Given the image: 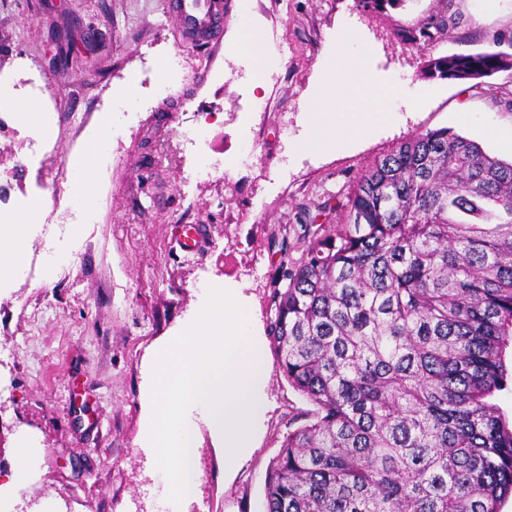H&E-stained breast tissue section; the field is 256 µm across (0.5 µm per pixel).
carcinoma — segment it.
I'll return each mask as SVG.
<instances>
[{
  "label": "carcinoma",
  "mask_w": 512,
  "mask_h": 512,
  "mask_svg": "<svg viewBox=\"0 0 512 512\" xmlns=\"http://www.w3.org/2000/svg\"><path fill=\"white\" fill-rule=\"evenodd\" d=\"M426 23L400 30L431 41ZM512 55L430 57L478 80ZM344 219L273 288L272 346L314 410L270 461L265 512H501L512 424V161L446 127L373 162Z\"/></svg>",
  "instance_id": "1"
}]
</instances>
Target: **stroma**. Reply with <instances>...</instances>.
<instances>
[{"label": "stroma", "instance_id": "stroma-1", "mask_svg": "<svg viewBox=\"0 0 512 512\" xmlns=\"http://www.w3.org/2000/svg\"><path fill=\"white\" fill-rule=\"evenodd\" d=\"M226 3L211 54L181 34L178 0H0V78L15 83V101L38 98L57 115L45 145L14 120L0 129V154L22 169L0 205L41 207L22 259L32 276L0 275V467L9 468L17 437L38 450V476L13 506L34 498L56 512H152L164 482L138 444L142 360L189 317L199 288L234 283L269 325L273 285L299 261L308 228L341 223L348 192L376 159L441 127L512 159L491 135L512 126V69L478 83L435 81L393 125L331 152L296 146L343 29L370 47L379 77L400 75L415 90L429 84L428 57L512 54V0H403L380 12L361 0ZM441 18L446 28L434 41L397 35ZM246 27L286 48L276 81L254 79ZM63 51L65 71L52 65ZM177 52L185 75L167 98L135 127L114 123L106 109L113 92L136 104ZM190 119L205 132L200 150L217 165L211 175L196 176L181 143ZM100 137L87 202L96 221L59 230L49 218L76 198L71 159ZM189 224L203 229L196 252L178 245ZM269 401L265 440L233 485L203 443L199 496L210 512H264L267 466L312 409L276 369Z\"/></svg>", "mask_w": 512, "mask_h": 512}]
</instances>
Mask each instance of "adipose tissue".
Returning <instances> with one entry per match:
<instances>
[{
  "instance_id": "adipose-tissue-1",
  "label": "adipose tissue",
  "mask_w": 512,
  "mask_h": 512,
  "mask_svg": "<svg viewBox=\"0 0 512 512\" xmlns=\"http://www.w3.org/2000/svg\"><path fill=\"white\" fill-rule=\"evenodd\" d=\"M335 74L321 79V93L309 104L299 149L322 153L335 149L349 139L368 135L376 126L397 120L378 94L380 82L373 72L363 71L349 93L333 96L330 90Z\"/></svg>"
}]
</instances>
